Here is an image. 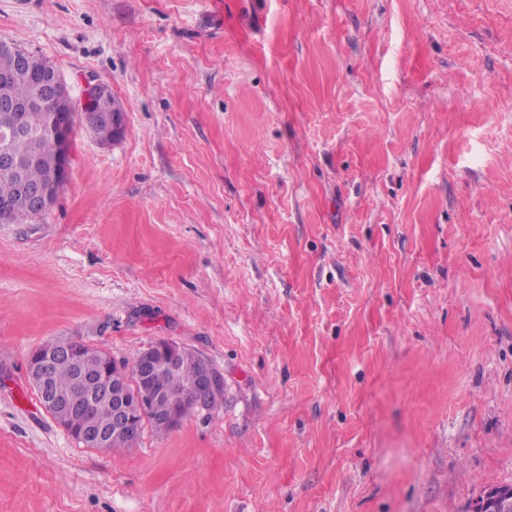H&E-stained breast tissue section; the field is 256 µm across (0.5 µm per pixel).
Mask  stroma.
<instances>
[{"label": "stroma", "instance_id": "stroma-1", "mask_svg": "<svg viewBox=\"0 0 512 512\" xmlns=\"http://www.w3.org/2000/svg\"><path fill=\"white\" fill-rule=\"evenodd\" d=\"M108 83L33 224H0V512H474L512 485V0H0ZM161 339L217 411L76 442L27 360ZM99 106L107 107L104 119L112 123V127L102 119L103 107ZM94 109L96 110L93 112H87ZM81 110L85 114L88 128L100 143L110 144L112 135H114V139H118L124 134L126 130L125 113L119 102L112 96V90L108 84L89 81L84 90Z\"/></svg>", "mask_w": 512, "mask_h": 512}]
</instances>
